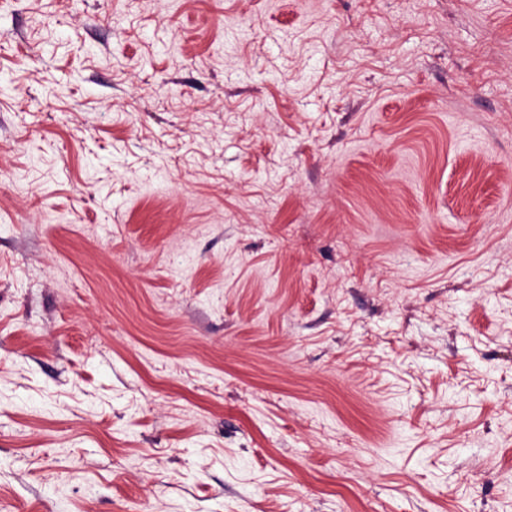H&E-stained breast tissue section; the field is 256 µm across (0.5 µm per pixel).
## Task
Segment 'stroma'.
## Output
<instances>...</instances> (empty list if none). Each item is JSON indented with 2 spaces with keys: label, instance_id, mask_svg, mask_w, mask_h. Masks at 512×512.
Segmentation results:
<instances>
[{
  "label": "stroma",
  "instance_id": "obj_1",
  "mask_svg": "<svg viewBox=\"0 0 512 512\" xmlns=\"http://www.w3.org/2000/svg\"><path fill=\"white\" fill-rule=\"evenodd\" d=\"M0 512H512V0H0Z\"/></svg>",
  "mask_w": 512,
  "mask_h": 512
}]
</instances>
